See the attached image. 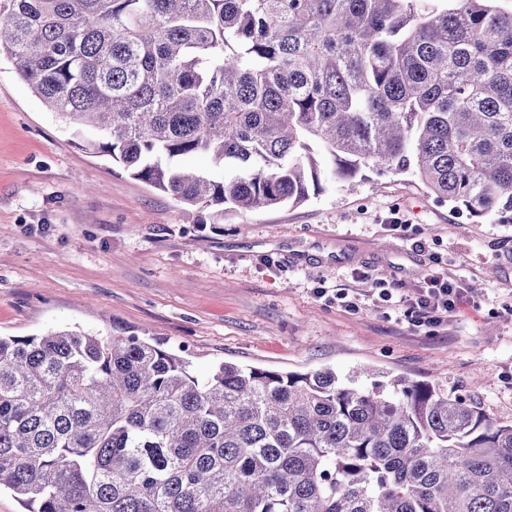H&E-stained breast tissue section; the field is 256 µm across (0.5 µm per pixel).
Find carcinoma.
Here are the masks:
<instances>
[{"instance_id":"carcinoma-1","label":"carcinoma","mask_w":512,"mask_h":512,"mask_svg":"<svg viewBox=\"0 0 512 512\" xmlns=\"http://www.w3.org/2000/svg\"><path fill=\"white\" fill-rule=\"evenodd\" d=\"M502 0H0V52L132 178L218 220L410 167L512 213ZM204 154L242 174L177 161ZM27 512H512V423L424 382L0 336V488Z\"/></svg>"}]
</instances>
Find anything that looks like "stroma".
I'll return each instance as SVG.
<instances>
[{
    "label": "stroma",
    "instance_id": "1",
    "mask_svg": "<svg viewBox=\"0 0 512 512\" xmlns=\"http://www.w3.org/2000/svg\"><path fill=\"white\" fill-rule=\"evenodd\" d=\"M435 274L475 293L446 326L376 301L378 284L411 296ZM75 327L158 338L199 373L227 361L358 371L365 387L405 377L510 423L512 221L472 223L413 170L370 167L303 204L201 224L87 147L2 54L0 334Z\"/></svg>",
    "mask_w": 512,
    "mask_h": 512
}]
</instances>
